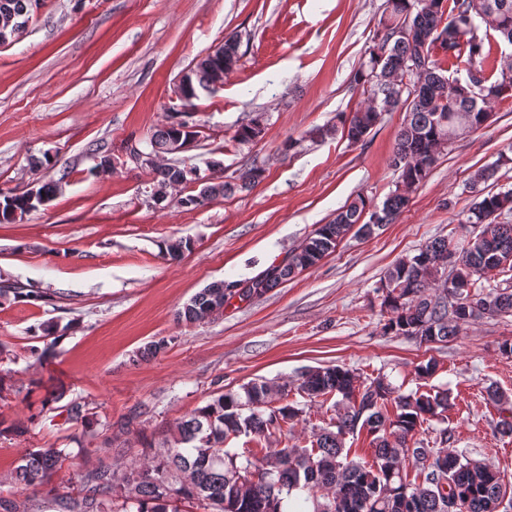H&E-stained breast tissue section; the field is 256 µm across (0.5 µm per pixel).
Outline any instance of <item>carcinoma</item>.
I'll use <instances>...</instances> for the list:
<instances>
[{"instance_id":"obj_1","label":"carcinoma","mask_w":512,"mask_h":512,"mask_svg":"<svg viewBox=\"0 0 512 512\" xmlns=\"http://www.w3.org/2000/svg\"><path fill=\"white\" fill-rule=\"evenodd\" d=\"M38 0H0V39L8 42L22 33ZM493 32L512 45V0H386L383 15L365 51L354 82L365 95L363 105L340 114L338 123L351 145L366 140L382 114L404 108L390 166L400 172L402 186L382 205L372 206L360 196L320 225L288 260L269 265L248 280L216 281L193 295L178 311V319L192 323L224 311L232 290L243 287L260 298L295 275L316 266L335 252L351 232L369 237L393 223L409 203V192L425 181L441 149L460 135L483 127L491 104L512 96V63L494 77L485 69V41L479 30ZM412 36L401 35L402 31ZM235 36L213 52L196 59L185 76L182 115L157 129L147 145L157 156L169 154L180 141L189 147L198 137L197 124L188 121L194 100L214 89L224 72L239 59ZM466 52L465 78L447 74L437 52ZM264 126L255 117L235 131L243 144L262 138ZM210 175L196 194L179 199L197 208L235 190L250 188L260 177L253 165L240 171L238 182L224 180V167L208 163ZM498 165L476 170L472 189L495 177ZM154 198L167 197L170 188L195 183L200 169L183 160L155 167ZM60 181H51L22 194L0 193V223L36 212L54 196ZM512 213V189L478 192L465 223L472 232L462 244L447 238L425 242L415 254L399 259L384 279L382 305L390 313L384 331L412 336L431 345L447 343L461 330L483 319L512 317V224L500 221ZM189 239L164 244L166 254L178 258L191 251ZM14 298L36 304L46 300L38 288L18 287ZM41 362L58 355V326L42 327ZM297 391L308 399L334 400L336 417L313 432L309 445L290 448H229L240 437L246 443L268 442L274 430L303 413L289 399L288 384L278 387L282 404L270 407L272 387L251 381L237 390L212 397L179 422L173 441L153 451L144 467H131L122 480L114 479L121 456L112 449L100 452L112 463L87 473L72 494L59 492L54 476L68 455L53 446L29 449L14 469V484L37 493L31 512H179L187 503L193 512H448V495L441 482L458 489L464 512H483L492 496L508 497L512 486L502 482L489 464L463 452L447 449L448 429L425 437L431 421L445 422L453 403L448 391L399 392L387 375L364 381L352 370L327 365L300 374ZM372 436V460H356L346 437L361 431ZM412 466L419 484L407 481ZM250 475L245 484L239 476Z\"/></svg>"}]
</instances>
